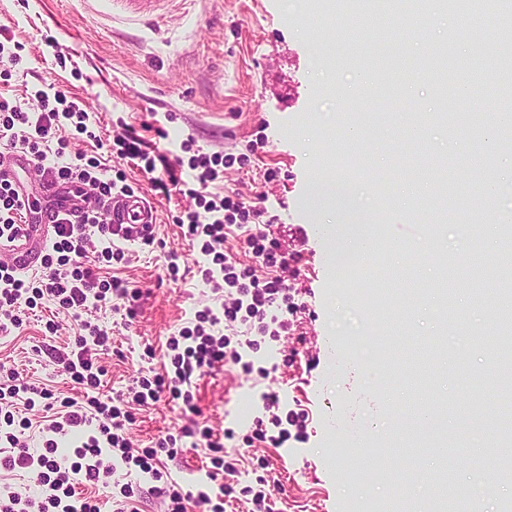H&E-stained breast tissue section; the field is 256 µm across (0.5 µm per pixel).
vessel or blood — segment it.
Instances as JSON below:
<instances>
[{"label":"vessel or blood","mask_w":512,"mask_h":512,"mask_svg":"<svg viewBox=\"0 0 512 512\" xmlns=\"http://www.w3.org/2000/svg\"><path fill=\"white\" fill-rule=\"evenodd\" d=\"M21 166L25 167L29 181L39 185L45 203L51 204L53 210L72 214L81 207V199L74 188L47 181L34 159L27 155L14 153L0 161V178H16L17 169ZM106 209L115 225L150 224L154 221L152 210L138 197H113ZM53 231L54 225L47 211H32L26 223L16 225L8 236L0 238V262L19 272L30 270L47 248Z\"/></svg>","instance_id":"obj_1"}]
</instances>
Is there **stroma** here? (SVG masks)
Returning a JSON list of instances; mask_svg holds the SVG:
<instances>
[{"label":"stroma","mask_w":512,"mask_h":512,"mask_svg":"<svg viewBox=\"0 0 512 512\" xmlns=\"http://www.w3.org/2000/svg\"><path fill=\"white\" fill-rule=\"evenodd\" d=\"M133 9L131 0H0V36L25 47L21 69L0 77V98H24L37 108L25 92L43 80L78 100L96 137L66 126L70 159L108 155L125 126L162 151L180 153L189 139L209 156L234 157L216 190L229 197L267 194L275 217L269 236L303 255L293 283L300 309L287 336L250 351L253 370L228 363L198 380L197 412L166 393L146 406L129 402L133 447L178 436V454L164 465L184 491L194 492L213 469L208 440L222 442L224 464L236 471L224 512H252L247 489L265 471L280 483L272 493L276 512H395L400 499L408 501V512H438L428 482L443 466L453 474V490L467 496L465 512H502L512 483L477 455L481 448L502 454V444L455 413L424 425L407 414L419 400H456L461 367H487L470 339L491 326L492 304L472 305L462 292L450 303L430 292L399 300V282L388 268L342 280L333 254L348 242L349 222L317 214L312 198L315 184L330 176L333 157L351 153L359 209L380 227L370 263L384 264L397 250L415 259L409 276L427 282L447 255L474 248L493 266L494 234L473 248L460 240L455 214L436 221L428 210L395 203L412 165L410 142L435 158L457 153L452 125L426 119L441 104L418 66L431 63L458 79L455 64L472 58L471 40H447L454 20L440 9L419 16L421 36L411 37L396 0H375L371 11L354 16L337 14L336 0H164L150 26L128 22ZM122 175L157 217L154 246L123 243L122 254L100 271L133 295L135 318L108 306L79 318L45 301L23 314L20 327L0 332V382L16 375L59 398L82 399L69 375L39 349L71 346L89 319L112 334L101 356L105 394L126 391L134 380L163 372L168 339L196 312L218 308L197 273L208 256L173 222L193 200L158 195L139 167L114 161L112 178ZM438 335L447 348L431 385L409 388L398 371L401 353L431 346ZM268 392L279 395L277 410L264 408ZM289 413L297 423L280 445L269 440L275 427L259 437L261 422ZM56 418L53 411L31 413L30 453L43 452L51 439L63 451L86 440V427L54 434ZM193 420L210 438L182 436ZM71 480L101 512H113L112 497L127 483L137 488L138 512L167 508L133 469L117 468L106 488L80 473Z\"/></svg>","instance_id":"1"}]
</instances>
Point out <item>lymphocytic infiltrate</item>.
Masks as SVG:
<instances>
[{
	"label": "lymphocytic infiltrate",
	"instance_id": "f902f5d3",
	"mask_svg": "<svg viewBox=\"0 0 512 512\" xmlns=\"http://www.w3.org/2000/svg\"><path fill=\"white\" fill-rule=\"evenodd\" d=\"M40 104L39 111L30 112L20 101L0 99V153L23 152L37 162L44 175L55 181H66L82 193L84 212L79 221H72L69 214H60L54 227L53 248L73 254L75 258H94L95 262L110 260L113 256V230L101 218L102 206L112 194L134 195L129 184L107 180L109 168L99 158L86 161L64 162L67 143L58 133L65 125H74L78 133L88 131L89 115L77 104L66 101L62 92L48 93L39 89L34 93ZM113 153L120 160H138L143 170L151 175L156 190L164 195L179 194L196 202L195 210L186 214L185 235L189 240H201V251L212 259L211 266L202 268L204 283L213 290L224 291L225 298L219 309H206L197 314L194 326L182 328L179 335L170 338L167 348L173 374H156L153 380H142L134 391V400L147 403L157 400L162 393H170L182 400L186 407H193V382L224 362H240L241 354L232 345L230 337L214 335L212 326L221 321L237 322L257 329L260 334L278 340L287 331L288 317L296 313L294 303L285 284V277L296 274L302 261L300 251L283 249L279 240L268 237L261 228L266 214L264 207L209 192L210 183L220 177L214 161L207 154L193 156L188 168L190 179L177 173L167 153L149 152L142 137L126 129L113 140ZM247 227L243 240L257 260L256 266L237 268L232 256L224 250V229L229 224ZM97 227L98 237L87 233V226ZM267 269L269 278L257 275L258 269ZM126 287L120 281L102 283L90 267L71 271L65 268H45L37 282H30L15 274L12 268L0 263V318L10 324L21 325L22 319L14 313L17 303H24L27 310L38 308L44 297L56 300L65 310L83 311L89 302L110 303L111 299H125ZM85 334L71 350H50L52 364L70 374L76 384L94 389L101 387L104 369L98 363V352L110 342L106 327L83 321ZM99 420V433L89 436L73 450L70 468H62L57 459L58 445L48 441L44 453L31 456L23 439L28 422L0 434L9 447L11 456L0 458V470L11 471L29 468L36 475L42 488L40 496H23L11 491L0 495V512H99L97 504L76 494L70 481L71 473H83L87 482L108 485L117 464H131L153 481L161 482L163 473L158 450L174 448V437L162 439L157 449L134 452L127 436V427L133 419L128 412L99 397H88L85 405L66 412L63 421L54 423V431L80 428L91 420Z\"/></svg>",
	"mask_w": 512,
	"mask_h": 512
}]
</instances>
